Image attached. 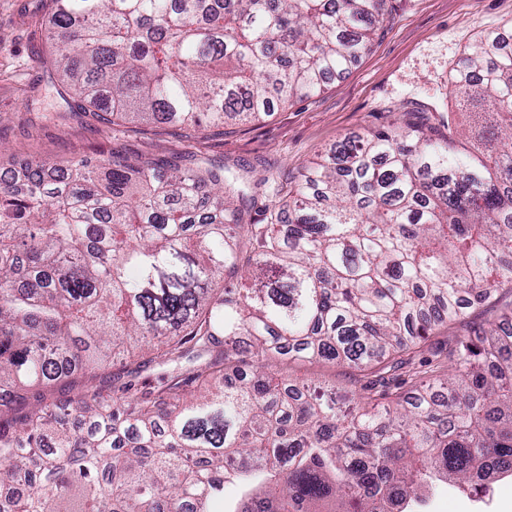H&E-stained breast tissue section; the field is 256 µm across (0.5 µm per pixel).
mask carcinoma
Wrapping results in <instances>:
<instances>
[{
	"label": "carcinoma",
	"mask_w": 512,
	"mask_h": 512,
	"mask_svg": "<svg viewBox=\"0 0 512 512\" xmlns=\"http://www.w3.org/2000/svg\"><path fill=\"white\" fill-rule=\"evenodd\" d=\"M389 0H50L36 19L69 113L196 131L314 95L371 47ZM485 159L407 122L311 161L265 224L224 166L109 156L0 179V401L80 372L72 413L0 410V512H422L438 474L475 497L512 476V49L465 52ZM208 356L189 382L112 397L93 381L142 343ZM224 343L220 353L212 347ZM256 358L252 375L226 370ZM346 368L345 398L268 366ZM512 300V296L507 288H505L499 295L497 301L481 305L480 307L475 306L469 310L468 322L471 326H477L485 323L486 320H492L499 309L506 305Z\"/></svg>",
	"instance_id": "obj_1"
}]
</instances>
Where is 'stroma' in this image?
Instances as JSON below:
<instances>
[{
  "instance_id": "35a3bbf8",
  "label": "stroma",
  "mask_w": 512,
  "mask_h": 512,
  "mask_svg": "<svg viewBox=\"0 0 512 512\" xmlns=\"http://www.w3.org/2000/svg\"><path fill=\"white\" fill-rule=\"evenodd\" d=\"M44 0H0V174L19 162L97 160L111 152L183 153L197 162H224L228 177L249 184L245 221L262 224L275 196L260 180L267 172L296 175L299 168L351 134L388 130L407 120L439 124L462 121L451 94L450 74L476 38L512 33V0H394L366 55L346 74L333 78L317 95L276 108L257 121L226 126L196 136L159 124L105 129L77 118L27 133L23 123L27 95L39 92L41 113L56 110L55 77L44 61L49 45L30 13H44ZM192 364L164 356L142 365L131 380L153 391L161 378H186ZM274 372L316 382L344 393L342 367L333 363L282 360ZM429 512H512V477L492 486L476 501L447 480L433 484Z\"/></svg>"
}]
</instances>
